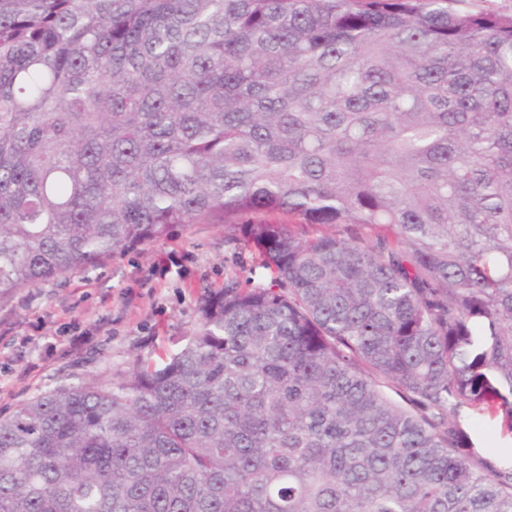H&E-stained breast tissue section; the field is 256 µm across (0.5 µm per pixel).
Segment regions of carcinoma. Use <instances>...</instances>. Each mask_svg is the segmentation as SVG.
<instances>
[{
  "label": "carcinoma",
  "instance_id": "cac0c4a2",
  "mask_svg": "<svg viewBox=\"0 0 512 512\" xmlns=\"http://www.w3.org/2000/svg\"><path fill=\"white\" fill-rule=\"evenodd\" d=\"M448 2L0 0V299L178 224L263 269L0 418V512H512L456 422L512 432V15Z\"/></svg>",
  "mask_w": 512,
  "mask_h": 512
}]
</instances>
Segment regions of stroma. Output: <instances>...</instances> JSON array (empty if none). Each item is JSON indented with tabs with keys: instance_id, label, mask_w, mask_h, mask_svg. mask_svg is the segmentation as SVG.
I'll use <instances>...</instances> for the list:
<instances>
[{
	"instance_id": "35a3bbf8",
	"label": "stroma",
	"mask_w": 512,
	"mask_h": 512,
	"mask_svg": "<svg viewBox=\"0 0 512 512\" xmlns=\"http://www.w3.org/2000/svg\"><path fill=\"white\" fill-rule=\"evenodd\" d=\"M232 228L182 224L162 241L103 259L88 271L23 288L0 300V414H12L36 394L109 379L138 356L174 349L198 326L197 300L243 271L252 250L231 243ZM86 333L80 348L71 330ZM458 422L473 453L512 465V434L495 419L462 408Z\"/></svg>"
}]
</instances>
